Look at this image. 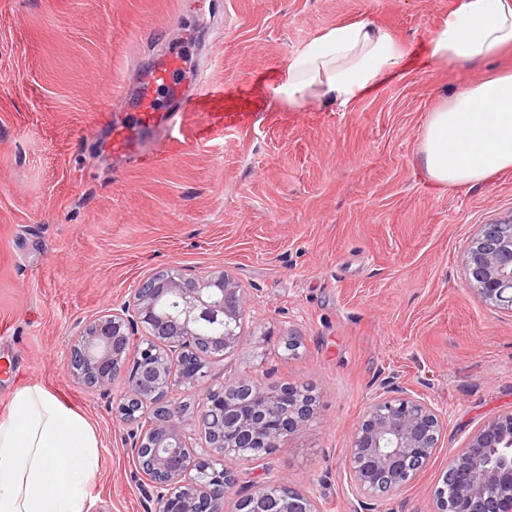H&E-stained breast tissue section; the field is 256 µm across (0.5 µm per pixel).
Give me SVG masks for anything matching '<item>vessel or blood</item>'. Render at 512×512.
Listing matches in <instances>:
<instances>
[{"label":"vessel or blood","instance_id":"b4317fda","mask_svg":"<svg viewBox=\"0 0 512 512\" xmlns=\"http://www.w3.org/2000/svg\"><path fill=\"white\" fill-rule=\"evenodd\" d=\"M180 69L176 59L160 55L152 69L140 82L142 108L138 129L114 124L109 142L112 153L122 158H133L144 150L141 130H158L171 123L178 113L189 112L209 96L210 90L200 73L190 76L191 88H183L178 79Z\"/></svg>","mask_w":512,"mask_h":512}]
</instances>
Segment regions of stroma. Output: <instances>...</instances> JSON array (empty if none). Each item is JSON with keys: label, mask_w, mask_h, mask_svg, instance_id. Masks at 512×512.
Instances as JSON below:
<instances>
[{"label": "stroma", "mask_w": 512, "mask_h": 512, "mask_svg": "<svg viewBox=\"0 0 512 512\" xmlns=\"http://www.w3.org/2000/svg\"><path fill=\"white\" fill-rule=\"evenodd\" d=\"M455 0H0V417L38 384L100 442L93 512H150L128 429L66 369L83 325L175 268L226 270L250 304L216 388L247 377L307 385L315 418L270 463L320 512H433L448 459L512 411V313L484 306L464 246L512 217V172L442 189L419 153L441 98L489 64H409L349 107L288 108L289 58L322 30L369 18L426 45ZM212 91L162 147L120 161L100 109L133 125L141 69L165 50ZM122 95L106 98L111 83ZM297 337V354L286 348ZM448 419L434 459L402 490L359 498L346 450L383 388Z\"/></svg>", "instance_id": "obj_1"}]
</instances>
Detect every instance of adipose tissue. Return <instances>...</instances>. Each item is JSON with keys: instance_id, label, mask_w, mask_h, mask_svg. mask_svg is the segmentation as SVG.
I'll return each instance as SVG.
<instances>
[{"instance_id": "ef3b65f1", "label": "adipose tissue", "mask_w": 512, "mask_h": 512, "mask_svg": "<svg viewBox=\"0 0 512 512\" xmlns=\"http://www.w3.org/2000/svg\"><path fill=\"white\" fill-rule=\"evenodd\" d=\"M512 52V0H456L426 59L481 63ZM411 45L365 18L325 29L290 58L275 89L289 108L346 106L402 71ZM420 154L431 182L475 186L512 171V72L452 93L430 113ZM99 442L72 409L41 386L18 389L0 419V512H90Z\"/></svg>"}]
</instances>
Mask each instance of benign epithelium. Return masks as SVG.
<instances>
[{
	"instance_id": "1",
	"label": "benign epithelium",
	"mask_w": 512,
	"mask_h": 512,
	"mask_svg": "<svg viewBox=\"0 0 512 512\" xmlns=\"http://www.w3.org/2000/svg\"><path fill=\"white\" fill-rule=\"evenodd\" d=\"M465 277L488 307L512 313V218L484 224L463 253ZM249 297L224 271L200 279L175 270L156 274L133 300L86 324L70 349L68 371L84 384L109 392L122 385L115 414L129 428L148 497L160 512H226L228 494L239 483L223 458L242 448H260L244 459L265 462L280 442L314 415L315 397L297 386L265 390L245 380L206 390L199 403L207 423L205 448L187 446L175 392L200 387L208 359L237 347V331ZM202 326L221 330L207 349ZM143 335H138L139 331ZM249 389L251 414L227 424L224 391ZM446 420L426 399L402 392L378 395L355 425L346 453L352 491L379 497L412 483L439 448ZM249 485L238 504L246 512H319L302 492L281 493L285 477L271 474ZM435 512H512V412L484 422L448 458Z\"/></svg>"
}]
</instances>
